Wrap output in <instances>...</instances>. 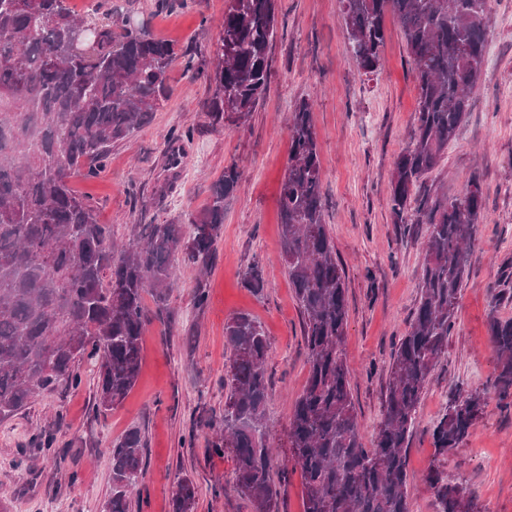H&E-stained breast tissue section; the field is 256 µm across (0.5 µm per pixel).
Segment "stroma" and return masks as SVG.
I'll return each mask as SVG.
<instances>
[{"label":"stroma","instance_id":"obj_1","mask_svg":"<svg viewBox=\"0 0 512 512\" xmlns=\"http://www.w3.org/2000/svg\"><path fill=\"white\" fill-rule=\"evenodd\" d=\"M75 13L118 12L146 23L174 45L172 93L149 123L113 145L106 168L93 179L74 178L99 223L114 239L137 238L144 225L187 223L209 201L229 165L240 179L224 213L216 259L206 277L209 298L197 306L195 268L181 266L170 298L173 328L152 322L135 388L106 412L95 405L96 381L85 371L79 388L42 395L0 422V512H101L110 491V448L128 429L145 436L146 469L131 497L133 512H170L178 476L198 486L196 512H252L250 502L225 488L231 454L211 441L224 420V324L247 312L271 342V442L287 457L286 426L307 379L301 315L280 261L277 193L288 166L292 110L311 103L323 173L326 222L345 270L347 350L361 430L379 424L394 346L408 330L424 262V227L403 231L393 221L389 187L397 156L411 141L417 108L412 60L398 23L386 18L381 69L361 72L341 25L340 0H278L280 34L270 50L267 93L242 126H211L205 76L214 56L224 0H67ZM193 57L197 73L184 69ZM512 0H492L486 64L471 107L423 195L461 196L478 177L486 200L470 253L467 286L457 309L448 358L426 390L408 450L411 512H436L422 477L431 466L467 480L480 512H512V408L488 397L483 418L461 448L439 457L432 429L456 391L486 389L496 353L486 314L490 288L512 269ZM191 130L177 155L173 134ZM261 262L267 284L253 293L242 275ZM55 440V455L37 448L35 433Z\"/></svg>","mask_w":512,"mask_h":512}]
</instances>
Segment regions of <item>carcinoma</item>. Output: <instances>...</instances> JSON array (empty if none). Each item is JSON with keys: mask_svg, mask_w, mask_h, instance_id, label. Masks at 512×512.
Here are the masks:
<instances>
[{"mask_svg": "<svg viewBox=\"0 0 512 512\" xmlns=\"http://www.w3.org/2000/svg\"><path fill=\"white\" fill-rule=\"evenodd\" d=\"M340 2L363 73L382 66L388 13L412 59L414 136L395 161L389 202L395 223L425 227L418 299L395 344L382 419L368 447L351 391L345 272L325 221L312 105L298 102L277 203L281 262L302 319L308 376L288 416L289 457L277 467L267 418L271 343L248 313L224 324V424L212 448L231 452L230 489L253 512H280V489L293 470L301 476L303 512H410L408 448L424 391L448 357L484 219L475 176L453 199L429 200L418 190L469 112L485 63L491 0ZM128 19L88 21L65 0H0V420L40 394L79 387L84 361L96 371L98 407L121 404L138 380L147 326L172 317L176 261L208 271L216 255L225 204L239 179L234 164L189 223L148 224L144 235L121 246L71 188L76 176L96 177L112 145L145 125L171 94L174 46ZM277 36L276 0H225L208 74L212 125L239 126L255 111L268 88ZM243 282L262 292L263 265L254 262ZM511 296L506 276L491 287L487 313L497 353L491 387L505 408L512 406V318L499 317L497 308ZM486 404L479 391L454 395L432 430L438 453L463 445ZM144 448L138 428L112 443V489L102 512H132ZM424 481L438 512H476L465 480H450L434 466ZM197 493L189 476L178 478L171 512H195Z\"/></svg>", "mask_w": 512, "mask_h": 512, "instance_id": "1", "label": "carcinoma"}]
</instances>
